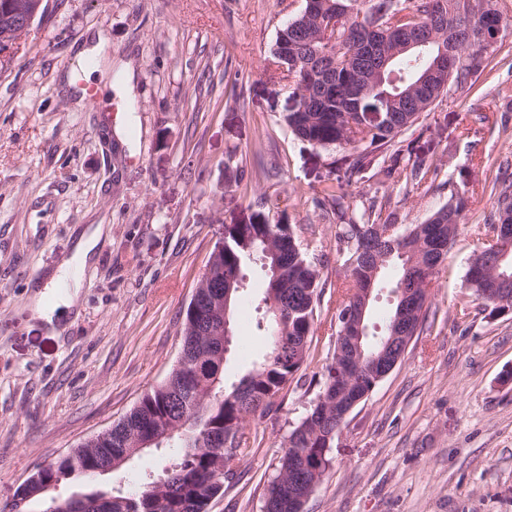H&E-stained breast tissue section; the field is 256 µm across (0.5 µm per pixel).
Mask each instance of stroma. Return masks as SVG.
<instances>
[{
  "label": "stroma",
  "mask_w": 512,
  "mask_h": 512,
  "mask_svg": "<svg viewBox=\"0 0 512 512\" xmlns=\"http://www.w3.org/2000/svg\"><path fill=\"white\" fill-rule=\"evenodd\" d=\"M304 0H49L12 60L0 64V508L36 469L108 428L173 369L182 315L228 224L273 212L312 224L311 257L326 288L310 357L261 442L211 512H262L280 444L319 391L332 352L330 313L343 272L335 228L313 204L344 176L342 148L302 144L283 123L290 80L271 48ZM119 71L86 74L73 49L95 29ZM85 92L64 95L59 78ZM126 125L132 140L114 133ZM439 167L412 192L348 188L349 212L370 200L399 224H421L454 194L460 231L431 283L429 318L405 357L348 416L307 512H512V311L490 312L465 286L492 212L486 185L512 162V36L473 85L451 89L402 134ZM93 224L110 232L80 276L75 308L36 318L37 281L72 255ZM266 272L253 266L225 365L235 382L266 350L254 326Z\"/></svg>",
  "instance_id": "obj_1"
}]
</instances>
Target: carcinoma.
<instances>
[{"label": "carcinoma", "instance_id": "obj_1", "mask_svg": "<svg viewBox=\"0 0 512 512\" xmlns=\"http://www.w3.org/2000/svg\"><path fill=\"white\" fill-rule=\"evenodd\" d=\"M512 31V16L498 0H305L304 9L278 32L272 48L275 63L293 79V93L302 109L289 111L283 121L297 140L311 146L353 150L348 178L366 172L382 183L419 187L433 181L438 168L421 157H404L396 138L430 110L416 83L431 63L440 61L441 74L430 96L438 98L452 86L468 83L484 63L499 29ZM422 37L427 45L404 52L403 44ZM393 148L375 161V153ZM493 219L512 225V180L493 183ZM316 207L336 212V254L344 269L337 288L336 341H341L347 315L362 305V291L378 287L383 271L400 272L393 309L382 334L365 338L364 361L379 357L396 328L400 307L410 313V334L419 333L429 306L421 305V289L432 281L458 232L466 199L436 210L423 224L394 226L380 221L373 210L360 218L348 216L343 184L330 183L314 199ZM313 226L283 224L266 217L259 224L224 225V244L214 249L211 278L199 280V306L186 308L180 352L165 381L145 393L109 429L81 443L71 453L40 466L17 490L10 512L44 507L46 485L71 484L63 512H210V502L224 495V483L253 452L258 433L251 422L265 417L284 400L308 357L317 309L324 292L320 264L310 257ZM493 245L475 251L466 288L491 308H512V253L502 262L510 279L491 264ZM266 260L263 302L265 323L257 322L268 341L266 353L237 382L225 385L224 337L209 331L212 299L224 290V280H243L256 260ZM370 387L368 379L351 372L340 375L336 356L322 371V387L306 415L294 423L281 443L276 474L268 484L263 512H290L288 484L320 480L322 466L332 463L325 449L336 430V400ZM153 446L140 447L145 436ZM164 457L159 470L139 471L138 485L114 480L144 453ZM120 461L111 468L112 460Z\"/></svg>", "mask_w": 512, "mask_h": 512}]
</instances>
